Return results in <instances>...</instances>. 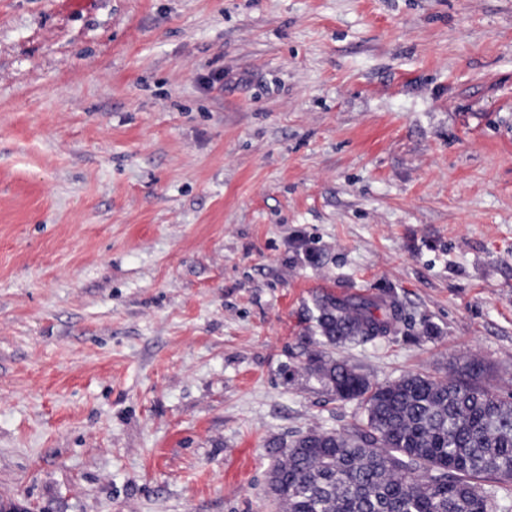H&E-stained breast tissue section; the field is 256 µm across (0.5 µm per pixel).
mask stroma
Returning <instances> with one entry per match:
<instances>
[{"instance_id":"stroma-1","label":"stroma","mask_w":512,"mask_h":512,"mask_svg":"<svg viewBox=\"0 0 512 512\" xmlns=\"http://www.w3.org/2000/svg\"><path fill=\"white\" fill-rule=\"evenodd\" d=\"M323 289L512 395V0H0V512H272Z\"/></svg>"}]
</instances>
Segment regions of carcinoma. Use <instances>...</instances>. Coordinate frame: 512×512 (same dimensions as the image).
I'll use <instances>...</instances> for the list:
<instances>
[{
  "mask_svg": "<svg viewBox=\"0 0 512 512\" xmlns=\"http://www.w3.org/2000/svg\"><path fill=\"white\" fill-rule=\"evenodd\" d=\"M312 305L331 346L387 338L400 319L388 295L319 293ZM305 370L358 401L364 418L346 433L311 429L269 443L265 494L278 512H512V396L473 381L479 365L373 384L316 351Z\"/></svg>",
  "mask_w": 512,
  "mask_h": 512,
  "instance_id": "carcinoma-1",
  "label": "carcinoma"
}]
</instances>
